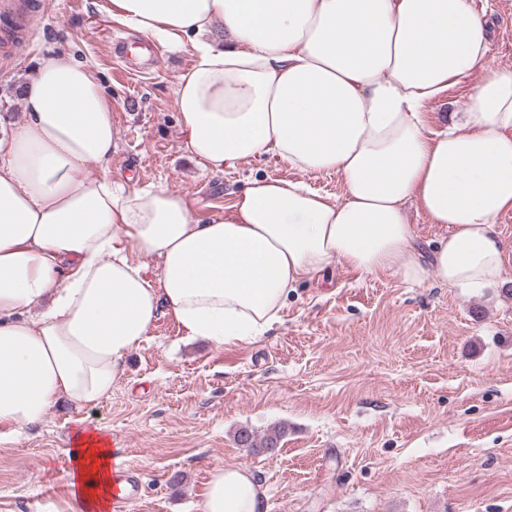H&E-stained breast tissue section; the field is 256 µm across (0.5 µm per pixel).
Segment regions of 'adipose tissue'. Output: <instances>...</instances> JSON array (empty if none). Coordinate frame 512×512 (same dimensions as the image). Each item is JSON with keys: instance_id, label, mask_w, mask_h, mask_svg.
<instances>
[{"instance_id": "1", "label": "adipose tissue", "mask_w": 512, "mask_h": 512, "mask_svg": "<svg viewBox=\"0 0 512 512\" xmlns=\"http://www.w3.org/2000/svg\"><path fill=\"white\" fill-rule=\"evenodd\" d=\"M129 30L194 58L175 89L185 146L221 172L272 155L342 174L343 199L252 179L199 222L165 188L112 178V105L71 53L33 60L24 119L0 113V439L61 403L97 405L160 315L189 339L243 341L281 320L288 293L340 264L462 295L503 280L512 244V69L486 67L487 21L470 0H102ZM480 73L459 121L424 109ZM416 204L448 228L424 251ZM156 261L160 276L146 274ZM112 441L79 426L70 498L37 512H110L128 492ZM251 472L213 468L201 512H266Z\"/></svg>"}]
</instances>
